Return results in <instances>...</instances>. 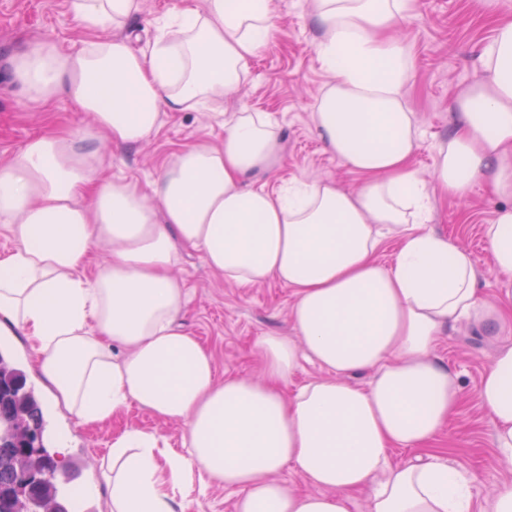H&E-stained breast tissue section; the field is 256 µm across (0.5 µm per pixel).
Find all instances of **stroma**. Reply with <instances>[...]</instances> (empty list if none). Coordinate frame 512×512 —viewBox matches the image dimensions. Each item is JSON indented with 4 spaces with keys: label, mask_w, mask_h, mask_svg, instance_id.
I'll use <instances>...</instances> for the list:
<instances>
[{
    "label": "stroma",
    "mask_w": 512,
    "mask_h": 512,
    "mask_svg": "<svg viewBox=\"0 0 512 512\" xmlns=\"http://www.w3.org/2000/svg\"><path fill=\"white\" fill-rule=\"evenodd\" d=\"M68 2L0 0V161L16 154L30 138L51 129H75L89 121L86 113L68 102L49 108L28 103L8 69L10 57L40 37L52 36L67 49L92 40L95 35L77 25ZM182 2L144 0L142 13L131 24L133 48L147 49L156 34L157 18ZM275 3L276 26L251 61L248 79L225 97L221 112L167 111L157 133L141 145L118 150L100 142V150L110 160L105 177L146 185L159 177L164 161L177 150L201 141H221L226 116L245 110L270 114L281 129L284 162L276 175L263 176L268 188H275L281 179L317 178L336 181L350 190L360 188L361 176L325 151L314 128L313 96L332 76L317 59L315 45L320 31L312 18L311 0ZM493 29L492 17L480 11L474 0H416L414 16L396 21L390 30L406 43L413 57L405 97L423 131L421 145L412 158L414 168L422 174L433 168V144L453 128L454 96L483 76L479 54L490 42ZM502 204V199L477 183L464 197L437 200L432 222L435 230L471 252L478 285L489 296L498 294L503 283L490 269L482 227L492 222ZM175 275L187 293L181 323L211 351L218 377H262L257 340L270 333L291 335V290L276 283L243 288L224 282L194 252L184 255ZM506 344L512 345V332L491 336L460 324L441 336L435 347L439 361L457 377L460 406L428 451L474 474L470 493L478 505L490 502L499 487L512 479V472L504 468L492 445L493 423L478 396L483 374ZM0 351L9 356L40 402L49 451L66 442V462L80 474L82 482L91 481L101 458L127 426L156 435L167 447L181 448L184 424L158 420L135 406L96 426L70 417L39 380L20 329L0 336Z\"/></svg>",
    "instance_id": "stroma-1"
}]
</instances>
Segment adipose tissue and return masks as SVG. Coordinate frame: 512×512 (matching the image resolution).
<instances>
[{"label": "adipose tissue", "mask_w": 512, "mask_h": 512, "mask_svg": "<svg viewBox=\"0 0 512 512\" xmlns=\"http://www.w3.org/2000/svg\"><path fill=\"white\" fill-rule=\"evenodd\" d=\"M414 0H312L317 57L332 80L313 121L329 153L363 178L251 184L283 161L278 123L237 112L224 138L172 154L147 187L97 182V143L149 140L163 111L211 107L249 75L274 27V0H203L158 25L134 50L123 31L143 0H69L86 31L112 38L62 48L50 37L10 60L21 96L76 103L90 125L29 139L0 162V226L16 246L0 254V324L20 328L42 379L84 425L138 404L187 426L182 451L130 426L100 465L111 512H177L180 498L217 482L233 512H473L474 477L425 448L459 406L457 379L434 357L439 336L467 323L512 324V19L483 47L482 81L453 99L454 129L433 146L429 176L411 164L422 135L404 96L407 45L389 36ZM486 182L504 202L484 227L501 297L478 287L471 253L431 229L437 198ZM395 239L392 263L377 257ZM106 256L94 273L92 248ZM241 287L291 289L295 338H259L261 380H217L214 358L179 319L186 293L173 271L182 250ZM325 378L285 395L300 359ZM370 373L367 386L354 376ZM479 398L493 446L512 470V346L484 374ZM415 451L391 464L389 451ZM292 465L315 493L278 477Z\"/></svg>", "instance_id": "ef3b65f1"}]
</instances>
